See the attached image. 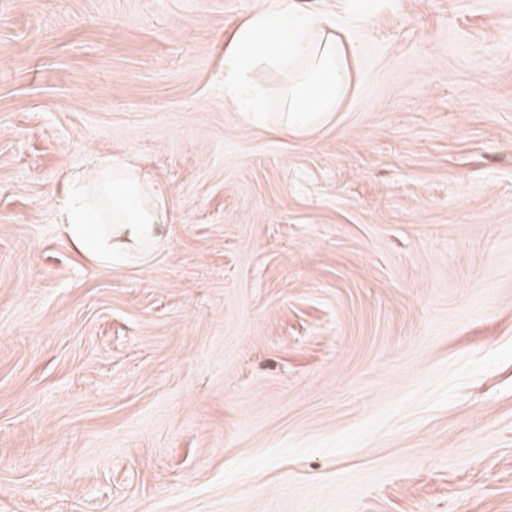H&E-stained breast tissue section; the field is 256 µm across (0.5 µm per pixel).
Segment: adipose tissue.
Returning a JSON list of instances; mask_svg holds the SVG:
<instances>
[{
    "label": "adipose tissue",
    "instance_id": "1",
    "mask_svg": "<svg viewBox=\"0 0 512 512\" xmlns=\"http://www.w3.org/2000/svg\"><path fill=\"white\" fill-rule=\"evenodd\" d=\"M291 0H280L277 9L253 13L237 28L224 51V96L254 122L264 119L261 94L241 92L242 83L263 66H294L283 98L280 124L304 132L330 121L341 106L352 82L349 59L354 50L334 29L309 21L299 29L289 22ZM99 191L112 201V221L103 223L89 205L90 194L81 175L70 177L71 189L62 198L59 222L64 235L89 260L100 266L119 260L115 240L141 247L144 253L162 245L164 214L160 189L128 164H106Z\"/></svg>",
    "mask_w": 512,
    "mask_h": 512
}]
</instances>
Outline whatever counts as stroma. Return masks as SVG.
I'll return each mask as SVG.
<instances>
[{"instance_id": "stroma-1", "label": "stroma", "mask_w": 512, "mask_h": 512, "mask_svg": "<svg viewBox=\"0 0 512 512\" xmlns=\"http://www.w3.org/2000/svg\"><path fill=\"white\" fill-rule=\"evenodd\" d=\"M277 0H0V512H512V0H293L332 120L224 97ZM166 243L88 264L70 175ZM292 11L290 0H280L277 9L255 12L239 25L224 51V96L260 123L266 115L262 95L244 96L241 84L262 66L299 65L283 98L280 124L304 132L329 122L338 111L352 82L349 59L354 50L335 28L312 37L319 27L314 19L305 29L292 26ZM104 171L99 192L112 200V221L101 220L90 209L91 193L84 178L71 175L70 192L58 206L65 237L100 266H112V262L120 260L112 238L113 242L119 239L139 245L147 254L158 250L163 245L165 223V215L159 210L163 192L131 165L107 163Z\"/></svg>"}]
</instances>
